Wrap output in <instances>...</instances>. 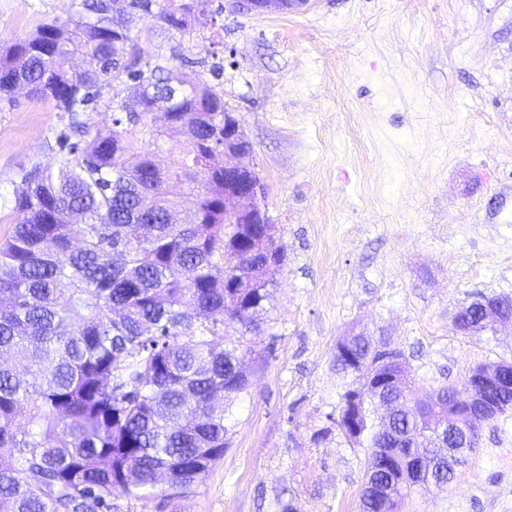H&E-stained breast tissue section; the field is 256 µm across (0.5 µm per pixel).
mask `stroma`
Masks as SVG:
<instances>
[{"instance_id": "obj_1", "label": "stroma", "mask_w": 512, "mask_h": 512, "mask_svg": "<svg viewBox=\"0 0 512 512\" xmlns=\"http://www.w3.org/2000/svg\"><path fill=\"white\" fill-rule=\"evenodd\" d=\"M210 0L212 24L132 34L142 60L181 46L184 78L239 122L260 201L285 251L228 448L176 498L118 497L114 512H359L370 450L336 425L358 376L336 364L350 333L399 349L419 398L512 362V323L453 325L476 296L512 299V0H308L262 15ZM78 0H0V46L66 22ZM52 101L0 99V239L18 220L21 169L57 171ZM402 512H512V410L483 425L447 490Z\"/></svg>"}]
</instances>
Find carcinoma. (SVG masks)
<instances>
[{"label": "carcinoma", "instance_id": "carcinoma-1", "mask_svg": "<svg viewBox=\"0 0 512 512\" xmlns=\"http://www.w3.org/2000/svg\"><path fill=\"white\" fill-rule=\"evenodd\" d=\"M146 18L185 29L160 0H81L75 18L43 23L0 51L1 96L24 85L73 124L94 102L125 112L133 96L147 107L166 103L182 125L174 142L130 116L124 142L111 128L77 142L62 131L57 172L21 174L19 219L0 245V512H112L119 496L159 492L165 471L174 495L188 493L224 456V400L247 387L239 346L210 327L186 342L178 332L192 316L228 315L249 328L269 300L261 276L240 307L224 288V269L248 277L256 264L224 258L233 226L224 219V169L211 164L224 139V101L203 84L173 88L180 51L147 74L124 62L135 54L132 24ZM71 55L82 57L81 70L63 68ZM172 181L187 186L178 200L166 191ZM182 204L199 223H168ZM68 211L81 223L65 221ZM342 341L358 359L374 353L363 336ZM390 371L396 405L367 420L360 512H401L410 492L445 489L467 460L448 462L413 419L407 366ZM453 392L436 391L433 415H448ZM389 396L365 398L367 412ZM21 410L25 427L15 423Z\"/></svg>", "mask_w": 512, "mask_h": 512}]
</instances>
